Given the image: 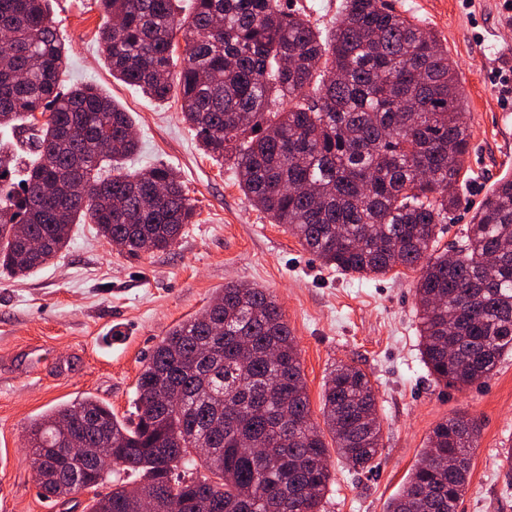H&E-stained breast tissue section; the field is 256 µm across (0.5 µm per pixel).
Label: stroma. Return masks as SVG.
Segmentation results:
<instances>
[{"mask_svg":"<svg viewBox=\"0 0 512 512\" xmlns=\"http://www.w3.org/2000/svg\"><path fill=\"white\" fill-rule=\"evenodd\" d=\"M390 2L437 33L461 79L470 151L460 205L438 235L443 252L463 239L493 182L512 175V0ZM50 9L70 46L63 86L94 83L129 112L140 151L128 168H174L196 215L168 251L132 258L95 225L77 224L54 263L25 278L0 270V512H88L93 494L109 492L104 484L65 503L43 497L29 423L87 394L127 415L153 348L229 282L276 295L298 344L314 424L323 422L324 384L336 365L357 366L374 384L383 449L368 471L333 461L325 512H386L432 429L458 412L476 418L480 433L457 512H512V487L499 469L512 444V355L464 390L436 383L419 351V269L361 277L325 266L252 204L232 161L204 154L177 100L153 101L113 78L96 0H51Z\"/></svg>","mask_w":512,"mask_h":512,"instance_id":"35a3bbf8","label":"stroma"}]
</instances>
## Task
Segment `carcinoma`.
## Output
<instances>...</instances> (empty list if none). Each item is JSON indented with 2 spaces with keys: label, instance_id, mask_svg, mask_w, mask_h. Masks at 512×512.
Here are the masks:
<instances>
[{
  "label": "carcinoma",
  "instance_id": "cac0c4a2",
  "mask_svg": "<svg viewBox=\"0 0 512 512\" xmlns=\"http://www.w3.org/2000/svg\"><path fill=\"white\" fill-rule=\"evenodd\" d=\"M98 2L112 77L157 102L179 92L204 153L234 160L240 188L273 223L341 273L422 265L421 355L436 381L462 390L494 373L512 352V177L479 202L454 255L436 252L438 226L460 204L452 188L470 135L457 69L432 29L388 0H344L324 40L287 0H192L184 16L175 0ZM2 55L0 128L24 133L34 159L18 191L0 158V267L35 273L82 222L131 257L174 247L195 215L184 183L164 164L124 170L139 149L130 113L95 84L61 89L68 48L47 0H0ZM322 401L325 433L310 419L297 341L275 297L229 283L156 345L130 417L87 396L27 432L34 455L58 444L64 422L75 425L69 444L112 454L118 467L105 474L47 456V498L112 481L92 512H140L145 496L155 512H322L325 434L352 469L382 448L360 368L336 366ZM478 436L465 414L438 423L387 512H457Z\"/></svg>",
  "mask_w": 512,
  "mask_h": 512
}]
</instances>
